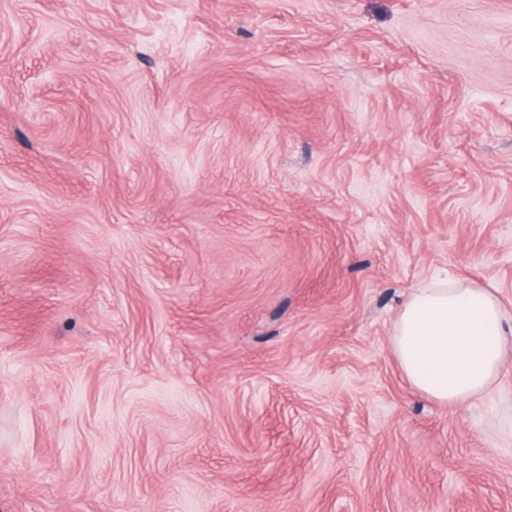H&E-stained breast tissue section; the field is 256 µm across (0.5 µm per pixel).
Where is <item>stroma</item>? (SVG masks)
I'll return each instance as SVG.
<instances>
[{
	"instance_id": "35a3bbf8",
	"label": "stroma",
	"mask_w": 512,
	"mask_h": 512,
	"mask_svg": "<svg viewBox=\"0 0 512 512\" xmlns=\"http://www.w3.org/2000/svg\"><path fill=\"white\" fill-rule=\"evenodd\" d=\"M512 0H0V512H512ZM511 340L512 316L504 312L494 288L443 278L410 296L393 347L414 387L459 406L491 391Z\"/></svg>"
}]
</instances>
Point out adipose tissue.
Masks as SVG:
<instances>
[{
    "label": "adipose tissue",
    "instance_id": "1",
    "mask_svg": "<svg viewBox=\"0 0 512 512\" xmlns=\"http://www.w3.org/2000/svg\"><path fill=\"white\" fill-rule=\"evenodd\" d=\"M512 344V316L491 288L450 278L418 288L405 303L393 347L410 383L459 406L491 391Z\"/></svg>",
    "mask_w": 512,
    "mask_h": 512
}]
</instances>
